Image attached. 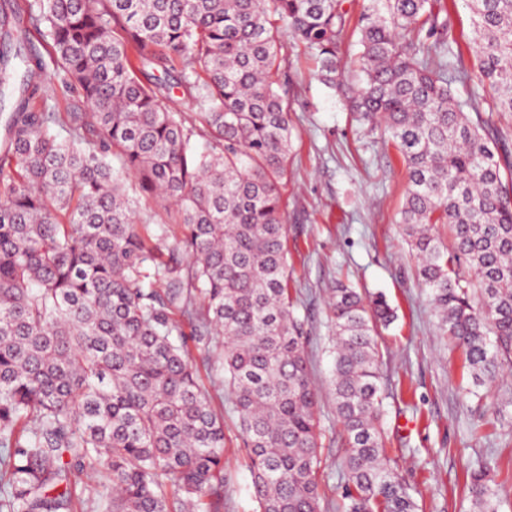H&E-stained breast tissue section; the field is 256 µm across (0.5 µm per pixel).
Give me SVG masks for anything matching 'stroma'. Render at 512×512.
<instances>
[{
	"mask_svg": "<svg viewBox=\"0 0 512 512\" xmlns=\"http://www.w3.org/2000/svg\"><path fill=\"white\" fill-rule=\"evenodd\" d=\"M450 40L465 63L474 60L470 14L462 0H443ZM278 81L289 84L292 146L285 202L288 288L305 321V346L320 388L319 417L327 466L319 477L323 512H339L346 444L330 385V288L345 275L367 294H383L397 313L382 330L381 384L386 451L403 468L417 512H472L469 467L497 464V512H512V374L463 392L472 379L464 358L439 329L419 288L399 210L407 175L396 151L360 133L339 97L319 82L315 63L290 36ZM224 512H253L250 476L241 462L236 418L224 415Z\"/></svg>",
	"mask_w": 512,
	"mask_h": 512,
	"instance_id": "obj_1",
	"label": "stroma"
}]
</instances>
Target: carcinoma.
<instances>
[{
  "label": "carcinoma",
  "mask_w": 512,
  "mask_h": 512,
  "mask_svg": "<svg viewBox=\"0 0 512 512\" xmlns=\"http://www.w3.org/2000/svg\"><path fill=\"white\" fill-rule=\"evenodd\" d=\"M463 2L489 111L512 114V0ZM437 3L362 0L350 80L348 0H0V512H74L99 473V512H218L224 389L255 512H322L319 391L288 291L285 30L394 143L416 280L473 386L512 369L509 129L456 95L471 73ZM47 57L87 110L47 107ZM128 180L173 224L152 229ZM329 311L343 512H416L382 426L396 313L343 281ZM200 342L221 376L199 375ZM470 494L496 512L489 464Z\"/></svg>",
  "instance_id": "carcinoma-1"
}]
</instances>
